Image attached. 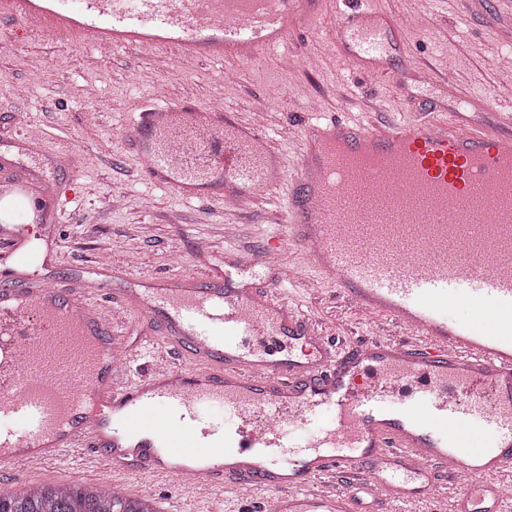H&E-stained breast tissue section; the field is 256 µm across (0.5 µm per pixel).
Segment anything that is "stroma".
I'll list each match as a JSON object with an SVG mask.
<instances>
[{
  "label": "stroma",
  "mask_w": 512,
  "mask_h": 512,
  "mask_svg": "<svg viewBox=\"0 0 512 512\" xmlns=\"http://www.w3.org/2000/svg\"><path fill=\"white\" fill-rule=\"evenodd\" d=\"M347 0H324L312 27L291 44L255 61H190L175 49L100 52L81 40L36 30L21 32L0 21V92L21 84L25 96L0 103V144L23 135L38 140L44 157L35 166L45 178L73 183L74 198L57 225L52 279L64 284L110 250L127 269L123 287L170 275L208 278L225 251L252 260L242 281L266 287L268 275L255 262L267 240L284 235L288 189L300 176V141L313 113L368 123L372 111L398 120L441 106L427 70L452 75L465 96L483 111H503L494 95L512 77V0H363L403 28L411 46L396 60V78L361 81L341 57L332 21ZM176 98L234 113L243 125L261 124L284 161L280 188L238 208L211 199L186 200L147 181L139 158L126 150L135 103ZM292 303L329 336L352 340L386 333L377 321L345 305L336 288L315 279L314 269L290 251L283 263ZM116 336L148 369L167 345L160 326L137 313H114ZM41 484L130 487L156 512H247L268 494L231 491L224 500L186 501L175 482L135 473L112 474L104 466L73 458L44 468Z\"/></svg>",
  "instance_id": "1"
}]
</instances>
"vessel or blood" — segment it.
<instances>
[{
    "mask_svg": "<svg viewBox=\"0 0 512 512\" xmlns=\"http://www.w3.org/2000/svg\"><path fill=\"white\" fill-rule=\"evenodd\" d=\"M320 0H0V18L96 49L176 47L183 57L254 58L299 36ZM336 43L359 78L394 76L401 27L369 7L340 12ZM384 124L311 118L286 243L350 304L408 340L342 347L268 288L169 277L134 294L111 266L48 284L32 265V212L57 223L64 189L36 198L0 160L16 202L0 226L12 267L0 281V472L64 454L220 494L226 482L271 494L270 512H376L460 479L451 512H512V121L475 125L469 101ZM145 177L183 199L223 176L232 197L282 184L263 131L234 114L142 100L128 142ZM76 305L99 347L63 310ZM163 319L175 357L139 376L109 306Z\"/></svg>",
    "mask_w": 512,
    "mask_h": 512,
    "instance_id": "1",
    "label": "vessel or blood"
}]
</instances>
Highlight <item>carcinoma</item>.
Returning a JSON list of instances; mask_svg holds the SVG:
<instances>
[{
	"mask_svg": "<svg viewBox=\"0 0 512 512\" xmlns=\"http://www.w3.org/2000/svg\"><path fill=\"white\" fill-rule=\"evenodd\" d=\"M0 512H156L133 493L99 491L93 486H40L0 495Z\"/></svg>",
	"mask_w": 512,
	"mask_h": 512,
	"instance_id": "carcinoma-1",
	"label": "carcinoma"
}]
</instances>
